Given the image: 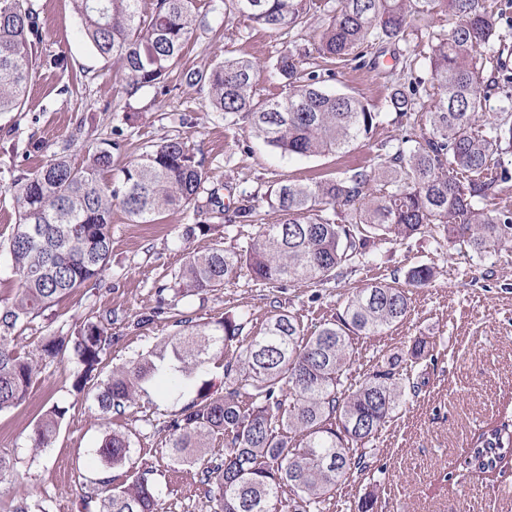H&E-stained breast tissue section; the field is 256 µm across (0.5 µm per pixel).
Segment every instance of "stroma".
Returning a JSON list of instances; mask_svg holds the SVG:
<instances>
[{"mask_svg":"<svg viewBox=\"0 0 512 512\" xmlns=\"http://www.w3.org/2000/svg\"><path fill=\"white\" fill-rule=\"evenodd\" d=\"M42 27L44 53L65 57L66 70L42 69L30 85L23 111L0 113V296L8 297L12 274L6 243L16 222L12 183L51 155L64 153L81 162L83 141L120 132L121 153L114 155L113 171L138 157L144 146L179 137L194 146L208 175L207 189L217 190L224 202L253 199L267 211L270 186L291 180L307 182L339 175L355 167L377 164L378 143L401 138L420 139L429 130L426 114L436 95L420 92L417 112L397 120L385 99L393 87L388 64L395 49L424 56V31L450 29L455 20L441 14L418 17L400 46L373 45L385 62L374 72L336 64V77L327 90L348 92L377 107L382 121L369 145L344 154L295 158L257 138L249 123L232 122L211 111L202 92L179 86L169 95L154 89L138 92V114L125 116V78L107 65L85 42L71 0H30ZM308 26L288 38H277L243 19L222 21L213 0H198L200 13L211 26L198 29L183 50V67L207 69L224 57H247L264 63L257 81L260 97L281 93V82L268 73L285 48L314 52L326 12V0H315ZM81 140H74V132ZM42 142L37 153L29 142ZM190 212H168L160 223H132L121 207L112 209V257L97 285L80 289L58 306L50 317L27 324L16 343L20 350H35L42 337L74 328L95 312L111 311L114 341L101 366H113L146 352L175 330L172 320L159 319L143 328L130 323L145 308L154 306L159 286L168 282L187 253L204 252L215 240L225 247H241L254 237L249 223L225 225L191 241L181 237L183 225L193 223ZM427 264L435 278L428 285L409 287L410 309L399 325L382 335L353 342V374H362L377 360L399 352L417 338L433 345L430 355L410 374L418 384L415 396L392 418L371 443L370 468L340 482L327 512H356L367 493L378 498V512H512V471L494 480H478L458 466V458L474 433L502 413L512 410V248L485 256L449 245L429 234L380 243L368 259L354 262L345 284L294 283L277 290L256 282L241 271L222 290L189 296L172 312L206 322L225 312L240 314L247 334H255L282 307L300 318L306 332L332 320L341 311L348 288L373 281L404 282L407 271ZM79 370L71 355L40 364L30 393L18 407L0 413V453L15 463L13 476L0 481V512H12L17 500L28 499L46 512H85L84 500L93 495L99 480L124 479L131 471L150 470L163 512H209L198 483L197 467L173 464L161 426L196 397L195 388L175 394L161 392L151 382L122 414L102 415L92 395L76 393ZM58 405L66 414L49 448L33 453L29 436L41 410ZM127 433L131 442L126 465L97 464L93 451L111 430Z\"/></svg>","mask_w":512,"mask_h":512,"instance_id":"stroma-1","label":"stroma"}]
</instances>
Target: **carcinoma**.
<instances>
[{
    "mask_svg": "<svg viewBox=\"0 0 512 512\" xmlns=\"http://www.w3.org/2000/svg\"><path fill=\"white\" fill-rule=\"evenodd\" d=\"M314 0H223L224 17H243L276 37L302 29ZM89 46L118 66L134 97L142 88L169 92L168 78L198 26L197 0H154L152 12L141 0H73ZM434 12L455 17L449 31L430 30L427 67L439 91L427 113L429 133L414 143L379 145L381 163L351 168L343 175L311 183L287 181L271 191L268 206L280 221L267 224L250 200L230 207L216 191L202 198L206 172L194 148L179 138L144 147L138 158L112 174L113 152L122 141L102 138L87 146L75 164L55 154L23 174L14 186L18 218L8 242L15 288L0 299V412L27 399L39 362L68 352L81 372L74 388L98 372L112 346V314L85 318L73 331L44 338L34 354L15 345L18 327L58 305L98 279L112 256V207L119 205L137 224H153L168 211L193 210L198 218L183 227L186 240L212 230L214 217L259 225L241 250L217 241L206 252L192 253L170 285L158 295L171 301L215 292L247 268L268 288L287 283L341 282L355 259L369 255L381 241L440 233L454 246L482 255L512 244V216L478 207L494 197L507 173L486 176L494 155L512 150V96L483 133L475 131L486 111L492 80L480 88L483 52L495 53L507 36L481 0H336L319 34L317 52L328 61L366 62L367 48L403 40L407 19ZM42 30L29 0H0V113L20 112L39 69L64 70L62 56L38 55ZM290 50L277 59L275 74L285 95L260 98L254 90L257 62L224 58L205 72L186 71L183 81L207 94L212 111L246 120L267 145L290 156L346 153L372 138L381 113L351 93H330L331 68L308 70ZM422 79L396 82L387 107L403 118L417 111ZM392 175L399 185L376 195L372 183ZM434 277L420 265L405 276L411 286ZM407 292L396 282L377 281L354 289L336 319L307 336L291 313L276 309L253 336L233 312L215 321L176 320L177 330L155 348L112 369L93 399L103 414L133 404L142 385L163 375L178 390L195 380L211 360L225 357L224 394L211 396L205 385L195 401L164 421L161 431L175 463L201 461L211 441L224 437V458L200 471V482L213 512H323L336 485L367 467L359 448L373 441L398 412L403 397L417 385L404 373L429 353L415 339L401 354L377 361L354 383L353 340L376 336L406 318ZM166 299L134 322L139 327L166 314ZM65 415L56 407L38 420L29 437L38 453L50 446ZM130 440L107 433L95 459L109 468L123 465ZM512 462V415L504 413L471 438L459 466L472 476L492 475ZM96 512H158L150 471L116 484L108 479L94 494Z\"/></svg>",
    "mask_w": 512,
    "mask_h": 512,
    "instance_id": "cac0c4a2",
    "label": "carcinoma"
}]
</instances>
